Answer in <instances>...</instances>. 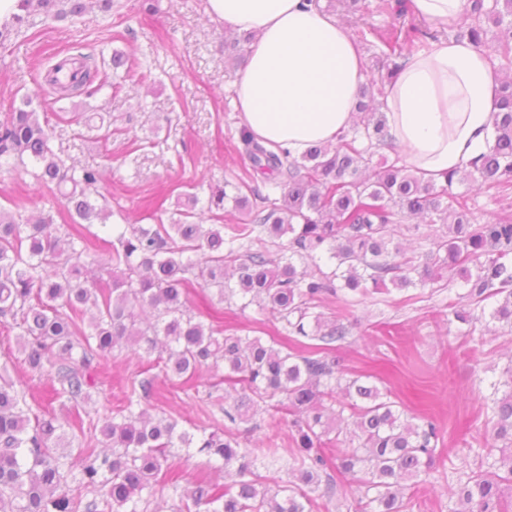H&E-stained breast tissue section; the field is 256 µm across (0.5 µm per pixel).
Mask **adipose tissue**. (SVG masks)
<instances>
[{
  "label": "adipose tissue",
  "instance_id": "adipose-tissue-1",
  "mask_svg": "<svg viewBox=\"0 0 512 512\" xmlns=\"http://www.w3.org/2000/svg\"><path fill=\"white\" fill-rule=\"evenodd\" d=\"M429 26L458 24L469 0H411ZM210 17L251 36L235 106L248 133L298 155L336 143L352 125L367 73L348 27L312 0H207ZM499 74L488 51L445 38L406 59L385 87L389 138L425 179L463 169L495 137Z\"/></svg>",
  "mask_w": 512,
  "mask_h": 512
}]
</instances>
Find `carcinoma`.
<instances>
[{
  "label": "carcinoma",
  "mask_w": 512,
  "mask_h": 512,
  "mask_svg": "<svg viewBox=\"0 0 512 512\" xmlns=\"http://www.w3.org/2000/svg\"><path fill=\"white\" fill-rule=\"evenodd\" d=\"M86 4L21 0L23 13L0 28V45L38 15L65 19ZM471 14V25L454 30L455 38L483 46L484 21L497 28V135L486 153L440 183L397 158L371 165L373 149L385 145L378 84L426 48L417 28L402 39L371 27L355 30L360 41L377 39L392 66L361 88L362 118L335 145H315L296 157L244 133L246 177L209 186L201 208L198 194H180L170 223L114 224L110 238L90 231L112 216L99 191L101 171L67 166L54 144L56 126L40 121L27 98L0 121V168L32 162L34 179L64 201L54 211L0 205V323L21 329L29 366L49 368L56 394L75 402L91 398L98 362L123 346L135 358L155 357L166 377L188 382L205 365L222 366L224 382L239 386L233 403L222 407L228 425L197 435L152 414L155 378L133 381L103 418L104 447L81 448L64 462L57 450L71 447L67 428L83 426L81 414L71 422L34 415L26 395L0 375V512H146L144 495L157 487L181 490L177 512H318L310 496L318 490L328 501L356 493L355 512H408L413 496L404 492L441 459L439 429L428 416L408 419L388 389L359 376L341 381L332 353L349 328L341 316L317 308L343 290L428 288L456 276L470 303L468 309L448 304L456 321L470 325L484 317L512 329V219L480 224L468 198L454 191L468 178L487 191H512V0H472ZM79 60L68 82L58 73L71 59L48 71L56 98L109 83L93 56L81 53ZM228 204L247 220L224 223ZM411 216L445 231L409 255L392 237ZM323 258L328 271L318 264ZM192 273L219 302L237 300L242 310L255 305L276 315V335L265 341L226 334L205 322L189 306ZM302 338L315 344L301 350ZM265 407L292 416L290 447L249 448L232 430ZM483 409L484 425L501 446L486 449V468L456 479L451 512H512V364L490 385ZM173 448L188 457L195 448L222 466L181 489ZM263 462L279 473L273 487L258 472Z\"/></svg>",
  "instance_id": "obj_1"
}]
</instances>
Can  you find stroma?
<instances>
[{
	"instance_id": "1",
	"label": "stroma",
	"mask_w": 512,
	"mask_h": 512,
	"mask_svg": "<svg viewBox=\"0 0 512 512\" xmlns=\"http://www.w3.org/2000/svg\"><path fill=\"white\" fill-rule=\"evenodd\" d=\"M365 2L366 10L354 14L345 0H319L323 10L352 25L397 31L415 23L409 13L381 12L377 0ZM77 51L96 57L130 53L138 66L122 78L121 89L107 85L89 96L48 100L49 69ZM241 71L225 59L224 26L208 19L206 0H114L111 12L93 4L78 18L49 19L11 35L0 49V114L26 95L33 107H46L66 155L103 171L101 191L111 201L112 223L125 213L154 224L170 219L177 195L188 187L203 196L208 185L237 180L248 169L234 104ZM83 112L110 114L111 136L92 139L78 119ZM160 194L166 197L162 211H145L143 200ZM19 200L42 209L55 204L30 172H0V205ZM457 293L452 285L393 288L350 297L345 313L352 329L337 352L344 377L372 376L378 387L391 390L408 418L426 414L440 428L445 466L420 483L411 512H448L449 477L480 466L488 437L480 396L500 378L512 348V333L498 327L478 322L463 331L448 309ZM191 307L242 335L267 340L274 334L273 317H260L253 306L243 310L218 302L202 289L193 294ZM0 366L26 392L35 413L64 418L77 408L94 420L147 369L127 349L115 350L96 372L90 401L76 407L52 399L50 375L28 367L18 331L10 326H0ZM215 381L210 371L192 386L178 378L158 379L159 413L189 430L223 426V413L206 397Z\"/></svg>"
}]
</instances>
